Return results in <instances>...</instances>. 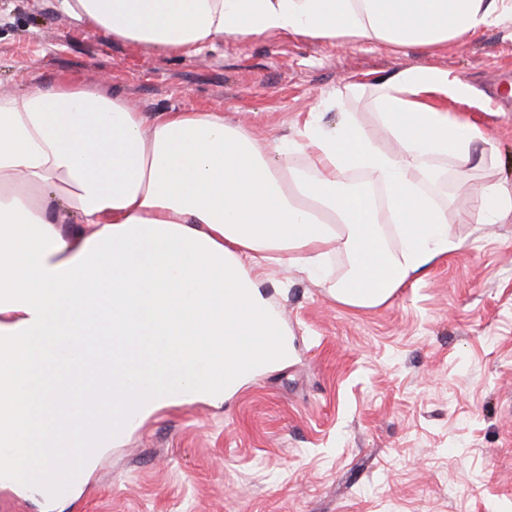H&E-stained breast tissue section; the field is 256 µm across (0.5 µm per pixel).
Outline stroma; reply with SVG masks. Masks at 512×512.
Wrapping results in <instances>:
<instances>
[{"label": "stroma", "mask_w": 512, "mask_h": 512, "mask_svg": "<svg viewBox=\"0 0 512 512\" xmlns=\"http://www.w3.org/2000/svg\"><path fill=\"white\" fill-rule=\"evenodd\" d=\"M416 65L467 79L478 97L449 102L490 138L458 190L453 159L430 190L462 252L436 259L385 303L356 308L330 291L345 255L317 277L270 263L260 292L288 326L292 353L223 403L161 408L100 448L67 493L0 481L18 512H512V221L478 224L485 187L512 186V25L429 51L339 47L267 34L169 55L76 24L58 0H0V92L77 80L137 111H221L277 159L301 169L298 120L332 128L349 112L387 150L372 92Z\"/></svg>", "instance_id": "1"}]
</instances>
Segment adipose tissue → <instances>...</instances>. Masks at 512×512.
Listing matches in <instances>:
<instances>
[{
  "instance_id": "obj_1",
  "label": "adipose tissue",
  "mask_w": 512,
  "mask_h": 512,
  "mask_svg": "<svg viewBox=\"0 0 512 512\" xmlns=\"http://www.w3.org/2000/svg\"><path fill=\"white\" fill-rule=\"evenodd\" d=\"M96 31L136 46L187 53L268 33L333 44L433 50L512 23V0H60ZM386 151L342 113L315 117L298 148L306 170L280 166L275 146L218 111L132 110L118 97L63 81L0 95V467L57 478L77 448H106L139 417L189 389L221 399L248 377L239 356L288 358L259 292L267 260L310 272L343 253L349 274L332 296L373 307L464 243L425 190L434 162L459 182L488 138L450 112L474 96L466 79L414 66L373 85ZM366 172L387 208L344 186ZM393 223L390 248L382 233ZM99 394L111 424L83 427L81 401Z\"/></svg>"
}]
</instances>
